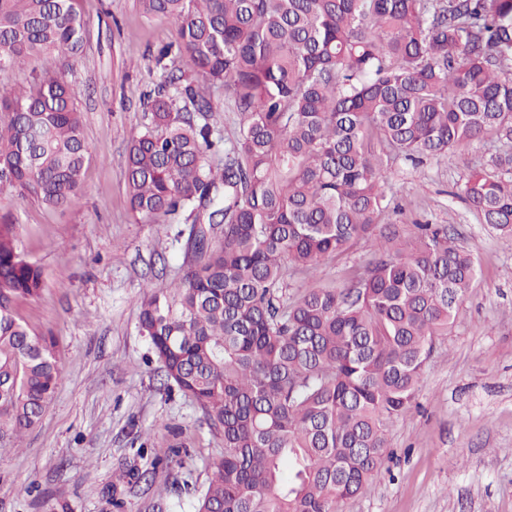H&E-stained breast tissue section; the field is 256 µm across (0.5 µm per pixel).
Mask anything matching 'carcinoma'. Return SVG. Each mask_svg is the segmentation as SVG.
<instances>
[{"instance_id": "1", "label": "carcinoma", "mask_w": 512, "mask_h": 512, "mask_svg": "<svg viewBox=\"0 0 512 512\" xmlns=\"http://www.w3.org/2000/svg\"><path fill=\"white\" fill-rule=\"evenodd\" d=\"M174 42L129 140L140 219L189 224L172 287L140 294V329L166 381L221 436L193 512H342L390 457L435 339L476 277L445 226L403 237L384 171L490 143L491 172L461 192L512 234V0H141ZM81 0H0V69L53 56L24 88L0 85V187L52 208L81 189L88 148L65 76L81 56ZM186 60L194 76L176 75ZM236 113L224 139L213 92ZM365 242L343 288L288 278ZM40 268L0 224V451L17 448L63 378L56 342L22 323Z\"/></svg>"}]
</instances>
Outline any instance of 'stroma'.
Instances as JSON below:
<instances>
[{
  "label": "stroma",
  "mask_w": 512,
  "mask_h": 512,
  "mask_svg": "<svg viewBox=\"0 0 512 512\" xmlns=\"http://www.w3.org/2000/svg\"><path fill=\"white\" fill-rule=\"evenodd\" d=\"M82 10L85 53L67 74L89 151L82 188L61 209L0 190V223L17 224L44 281L16 313L56 339L64 370L40 423L0 458V512H191L223 441L193 401L167 389L140 331L138 295L177 281L185 254L176 225L134 219L125 169L129 135L147 121L142 93L162 78L154 55L175 27L145 16L140 0H82ZM493 151L477 143L385 171L397 207L388 223L447 225L479 275L388 430L391 458L343 512H512V237L458 196ZM367 257L357 245L321 265L316 284L346 286ZM161 445L180 463L155 462Z\"/></svg>",
  "instance_id": "35a3bbf8"
}]
</instances>
